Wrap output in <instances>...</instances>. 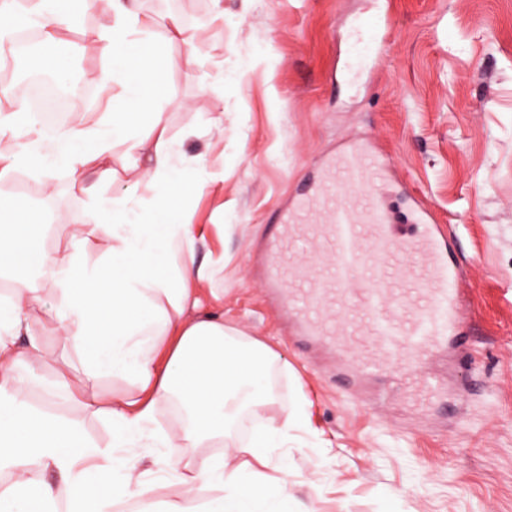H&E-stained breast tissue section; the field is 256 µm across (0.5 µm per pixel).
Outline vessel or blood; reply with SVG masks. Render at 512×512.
Here are the masks:
<instances>
[{
  "label": "vessel or blood",
  "mask_w": 512,
  "mask_h": 512,
  "mask_svg": "<svg viewBox=\"0 0 512 512\" xmlns=\"http://www.w3.org/2000/svg\"><path fill=\"white\" fill-rule=\"evenodd\" d=\"M383 179L371 149L356 147L330 159L324 176L279 215L265 245L264 276L287 299L301 333L330 342L336 331L324 319L325 297L359 283L362 294L350 324L367 329L380 359H390L460 340L462 295L459 268L427 210L415 209L418 233L409 238L388 223L374 192L363 193L355 205L338 200L347 187ZM315 234L330 260L313 276L291 264L288 254ZM380 359L367 360L365 369H375Z\"/></svg>",
  "instance_id": "1"
}]
</instances>
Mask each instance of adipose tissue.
<instances>
[{
  "label": "adipose tissue",
  "instance_id": "obj_1",
  "mask_svg": "<svg viewBox=\"0 0 512 512\" xmlns=\"http://www.w3.org/2000/svg\"><path fill=\"white\" fill-rule=\"evenodd\" d=\"M112 25L81 47L90 59L106 61L84 76L100 92H123L93 127L46 128L25 101L0 113V182L24 172L49 181L54 169L73 182H111L124 172L126 190L95 201L93 222L76 226L66 248L51 253L39 246L47 222L42 210L20 206L0 221V255L26 253L32 265L15 266L10 296L0 302V512H113L131 499L144 500L154 487L136 466L112 455L146 439L160 459L177 444L200 447L224 440L241 393L252 392L272 352L224 324L220 314L188 318L192 288L211 283L214 271L195 259L194 227L180 219L159 224L177 191L203 192L207 176H194L163 120L159 83L176 65L163 58L155 39L157 19L139 0H100ZM87 0H0V61L18 25H34L43 43L58 42L76 27ZM126 147L121 170L107 166L115 144ZM151 198L137 197L141 184ZM47 309L56 330L71 337L83 354L85 372L124 379L131 389L112 398L68 379L60 385L84 411L106 419L111 449H101L66 417L34 407L24 396L28 384L17 371L21 360L40 362L39 340L29 334L34 308ZM27 336L25 355L14 352ZM183 409L177 432L155 426L156 409L170 398ZM294 420L265 427L250 441L226 443L222 453L191 458L165 477L166 483L212 490L206 504L171 497L161 512H292L287 458L280 477L267 469L269 450L287 442Z\"/></svg>",
  "mask_w": 512,
  "mask_h": 512
}]
</instances>
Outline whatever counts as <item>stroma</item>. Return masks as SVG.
Listing matches in <instances>:
<instances>
[{"label": "stroma", "mask_w": 512, "mask_h": 512, "mask_svg": "<svg viewBox=\"0 0 512 512\" xmlns=\"http://www.w3.org/2000/svg\"><path fill=\"white\" fill-rule=\"evenodd\" d=\"M141 0L159 20L165 54L163 119L186 157L216 173L178 208L195 226L197 263L212 265L195 315L225 325L277 356L269 396L241 410L230 439L303 414L288 458L305 476L288 492L302 512H512V0ZM388 16L385 53L348 74L351 27ZM178 14L192 50L170 41ZM223 112L224 125L200 122ZM370 144L387 164L392 223L427 209L461 269L465 347L427 349L358 375L330 348L289 338L284 312L265 297L250 262L276 214L340 148ZM53 195L32 177L0 184V208L47 210V251L90 223L92 194L56 170ZM45 353L28 399L76 418L98 445L106 422L67 398L47 397L58 372L81 376L73 342L32 317Z\"/></svg>", "instance_id": "35a3bbf8"}]
</instances>
